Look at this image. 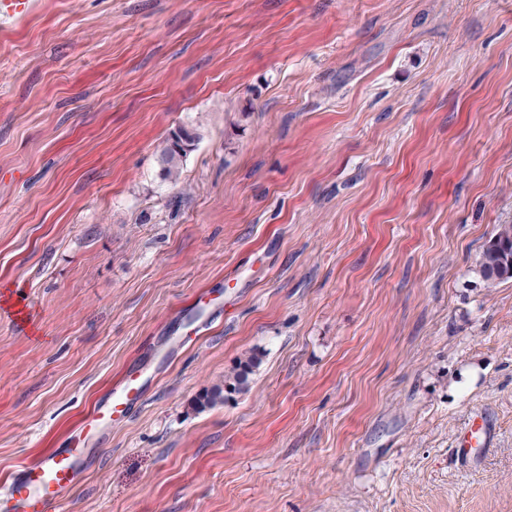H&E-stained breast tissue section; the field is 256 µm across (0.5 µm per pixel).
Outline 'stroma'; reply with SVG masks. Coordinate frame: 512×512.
<instances>
[{
    "instance_id": "35a3bbf8",
    "label": "stroma",
    "mask_w": 512,
    "mask_h": 512,
    "mask_svg": "<svg viewBox=\"0 0 512 512\" xmlns=\"http://www.w3.org/2000/svg\"><path fill=\"white\" fill-rule=\"evenodd\" d=\"M33 3L0 26V295L31 322L0 317V482L137 369L58 512H512V279L478 265L512 224V0ZM257 353H250L240 359L230 370L224 374V382L214 385L197 400L196 407L205 408L218 402L223 403L232 397L246 391L249 387L250 375L260 364ZM496 426L485 412L476 413L467 427L459 435L454 448L458 458L474 461L475 456H483L494 448Z\"/></svg>"
}]
</instances>
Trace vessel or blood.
<instances>
[{
    "mask_svg": "<svg viewBox=\"0 0 512 512\" xmlns=\"http://www.w3.org/2000/svg\"><path fill=\"white\" fill-rule=\"evenodd\" d=\"M31 9L32 0H0V24H12ZM140 377V371L130 372L125 384L73 430L66 447L20 466L0 487V512H57L82 482L95 440L113 425L127 421L142 404L145 390ZM495 433L490 417L476 413L459 435L456 456L471 461L491 452Z\"/></svg>",
    "mask_w": 512,
    "mask_h": 512,
    "instance_id": "obj_1",
    "label": "vessel or blood"
}]
</instances>
